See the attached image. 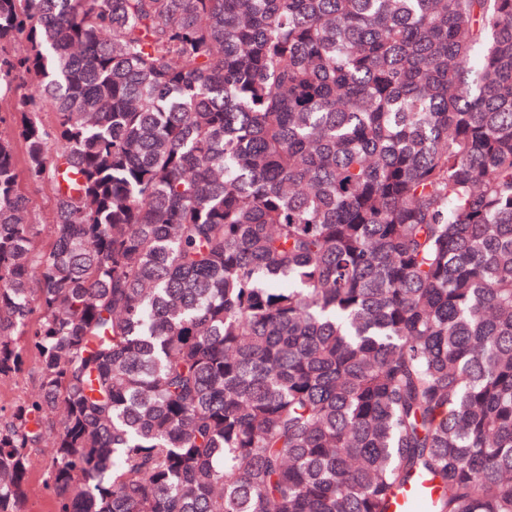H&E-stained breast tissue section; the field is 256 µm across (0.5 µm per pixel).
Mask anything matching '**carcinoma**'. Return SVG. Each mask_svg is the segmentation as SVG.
I'll list each match as a JSON object with an SVG mask.
<instances>
[{
  "instance_id": "obj_1",
  "label": "carcinoma",
  "mask_w": 512,
  "mask_h": 512,
  "mask_svg": "<svg viewBox=\"0 0 512 512\" xmlns=\"http://www.w3.org/2000/svg\"><path fill=\"white\" fill-rule=\"evenodd\" d=\"M0 125V512L40 447L54 512H512V0H0ZM36 385L35 370L30 363L18 376L0 383V407L7 410L12 403L31 395Z\"/></svg>"
}]
</instances>
